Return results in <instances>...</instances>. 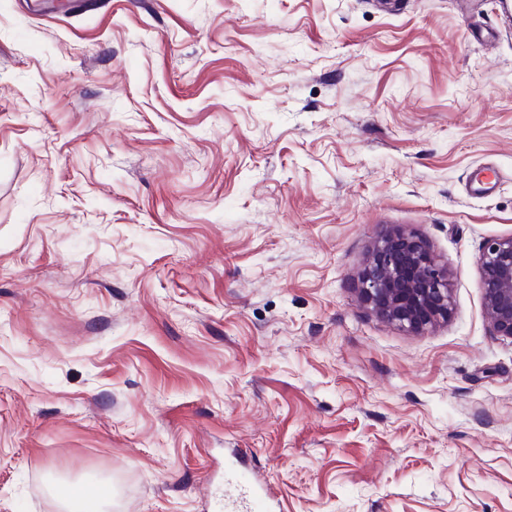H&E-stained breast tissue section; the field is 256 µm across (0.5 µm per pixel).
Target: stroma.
Here are the masks:
<instances>
[{"mask_svg": "<svg viewBox=\"0 0 512 512\" xmlns=\"http://www.w3.org/2000/svg\"><path fill=\"white\" fill-rule=\"evenodd\" d=\"M499 170L492 193L467 185ZM402 228L453 273L415 334L357 296ZM497 0H0V512H512ZM478 264L491 330L494 335L512 339V235L487 239ZM233 479L244 495V509L246 512H269L266 495L258 487L255 473L246 466L232 470L228 475Z\"/></svg>", "mask_w": 512, "mask_h": 512, "instance_id": "stroma-1", "label": "stroma"}]
</instances>
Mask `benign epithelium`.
I'll return each instance as SVG.
<instances>
[{
    "instance_id": "1",
    "label": "benign epithelium",
    "mask_w": 512,
    "mask_h": 512,
    "mask_svg": "<svg viewBox=\"0 0 512 512\" xmlns=\"http://www.w3.org/2000/svg\"><path fill=\"white\" fill-rule=\"evenodd\" d=\"M478 264L491 330L512 339V235L486 240ZM357 293L378 318L421 332L448 319L451 272L422 239L396 229L373 243L358 276Z\"/></svg>"
}]
</instances>
